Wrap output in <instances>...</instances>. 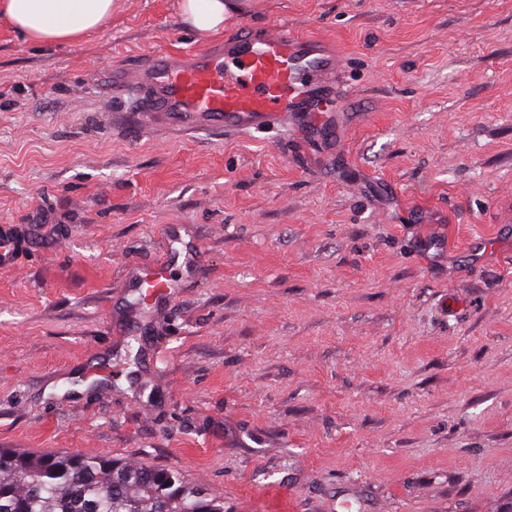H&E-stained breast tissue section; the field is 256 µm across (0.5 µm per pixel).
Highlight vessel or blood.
I'll use <instances>...</instances> for the list:
<instances>
[{"mask_svg": "<svg viewBox=\"0 0 512 512\" xmlns=\"http://www.w3.org/2000/svg\"><path fill=\"white\" fill-rule=\"evenodd\" d=\"M342 53L335 44L295 35L287 27L253 29L194 51L162 52L145 66H117L112 88H139L140 112L165 117L177 128L211 129L231 135L271 120L307 119L323 128L327 91L336 80ZM18 241L10 225L0 226V265H13ZM135 292L151 299L170 296L165 266L132 273Z\"/></svg>", "mask_w": 512, "mask_h": 512, "instance_id": "b4317fda", "label": "vessel or blood"}]
</instances>
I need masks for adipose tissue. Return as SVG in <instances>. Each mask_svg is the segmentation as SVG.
I'll use <instances>...</instances> for the list:
<instances>
[{"label": "adipose tissue", "instance_id": "1", "mask_svg": "<svg viewBox=\"0 0 512 512\" xmlns=\"http://www.w3.org/2000/svg\"><path fill=\"white\" fill-rule=\"evenodd\" d=\"M118 0H0V15L25 39L67 44L103 28ZM179 22L206 38L224 27L226 17L241 11L238 0H176Z\"/></svg>", "mask_w": 512, "mask_h": 512}]
</instances>
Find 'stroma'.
<instances>
[{"instance_id": "obj_1", "label": "stroma", "mask_w": 512, "mask_h": 512, "mask_svg": "<svg viewBox=\"0 0 512 512\" xmlns=\"http://www.w3.org/2000/svg\"><path fill=\"white\" fill-rule=\"evenodd\" d=\"M174 4L61 46L0 21V448L224 512H512V0H250L225 33L340 45L328 139L133 122L113 66L202 46ZM18 241L13 232V228L8 224L0 226V265L11 266L14 264L17 252ZM129 285L138 293L149 290L151 299L155 301L169 297L171 288H174L163 265L133 272L129 278Z\"/></svg>"}]
</instances>
